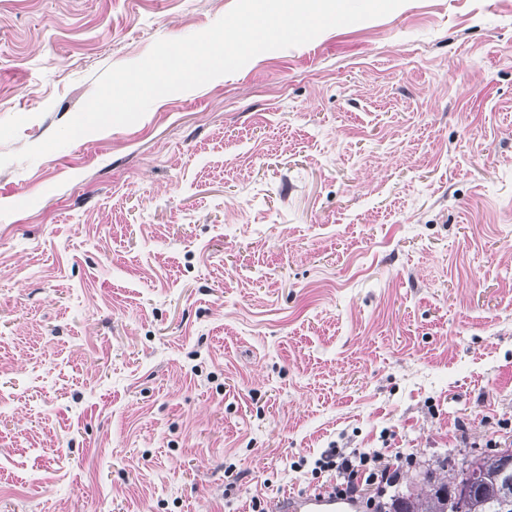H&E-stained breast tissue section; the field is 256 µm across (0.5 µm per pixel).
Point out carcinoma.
<instances>
[{
    "label": "carcinoma",
    "mask_w": 512,
    "mask_h": 512,
    "mask_svg": "<svg viewBox=\"0 0 512 512\" xmlns=\"http://www.w3.org/2000/svg\"><path fill=\"white\" fill-rule=\"evenodd\" d=\"M473 464L482 477L470 488L465 504L448 492V485L458 486L457 474L449 484L442 482L424 492L394 498L388 512H459L462 506L467 512H512V464L498 450L481 454Z\"/></svg>",
    "instance_id": "1"
}]
</instances>
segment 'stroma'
<instances>
[{
  "mask_svg": "<svg viewBox=\"0 0 512 512\" xmlns=\"http://www.w3.org/2000/svg\"><path fill=\"white\" fill-rule=\"evenodd\" d=\"M235 0H0V153ZM512 446V0H406L0 167V512H272ZM388 455L373 449L354 448L346 454L341 448H331L316 461L315 472L336 471V476L315 488V492L331 491L337 496L357 502L362 512H385L388 508L387 493L400 478L398 466L394 469ZM461 473L453 475L449 483L454 488L448 492V483L429 485L421 493L398 496L388 512H458L460 502L458 485ZM458 482V483H457ZM363 485L374 486L375 494L365 498ZM455 486V487H454ZM328 493H307L286 497L281 501L279 512H353L354 504L347 499L336 498Z\"/></svg>",
  "mask_w": 512,
  "mask_h": 512,
  "instance_id": "35a3bbf8",
  "label": "stroma"
}]
</instances>
